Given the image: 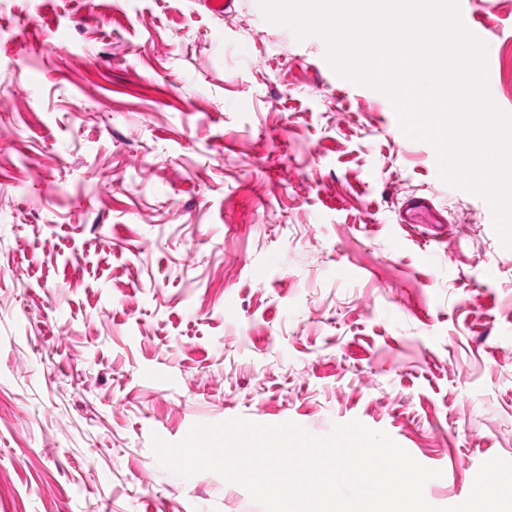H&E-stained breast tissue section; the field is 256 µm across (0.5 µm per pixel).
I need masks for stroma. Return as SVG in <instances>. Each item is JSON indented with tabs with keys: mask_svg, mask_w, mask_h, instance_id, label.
<instances>
[{
	"mask_svg": "<svg viewBox=\"0 0 512 512\" xmlns=\"http://www.w3.org/2000/svg\"><path fill=\"white\" fill-rule=\"evenodd\" d=\"M459 9L512 113V0ZM327 50L259 0H0V512H263L152 450L234 418L386 431L436 507L512 460V249Z\"/></svg>",
	"mask_w": 512,
	"mask_h": 512,
	"instance_id": "1",
	"label": "stroma"
}]
</instances>
